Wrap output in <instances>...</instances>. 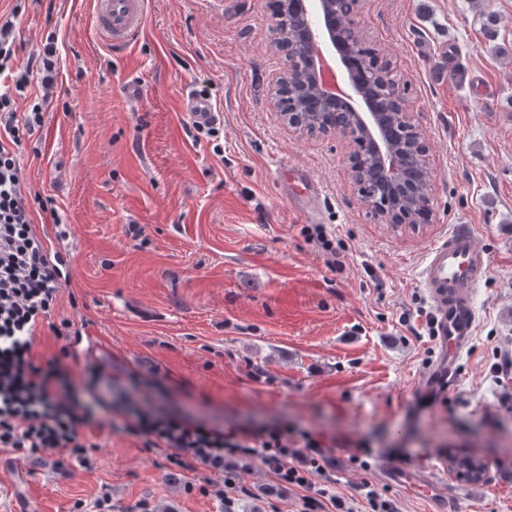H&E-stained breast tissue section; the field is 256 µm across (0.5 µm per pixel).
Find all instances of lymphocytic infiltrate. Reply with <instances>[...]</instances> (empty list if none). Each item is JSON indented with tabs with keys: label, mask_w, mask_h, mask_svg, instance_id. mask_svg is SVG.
Returning a JSON list of instances; mask_svg holds the SVG:
<instances>
[{
	"label": "lymphocytic infiltrate",
	"mask_w": 512,
	"mask_h": 512,
	"mask_svg": "<svg viewBox=\"0 0 512 512\" xmlns=\"http://www.w3.org/2000/svg\"><path fill=\"white\" fill-rule=\"evenodd\" d=\"M14 28L13 16L0 19V73L14 70ZM31 62L32 69L14 70L16 89L27 86L34 69L51 87L53 42ZM42 124L40 106L21 118L10 95H0V447L88 466L97 434L110 429L145 450L166 449L169 467L201 475L203 492L225 506L245 490L240 468L258 463L276 483L299 490L297 512H355L351 501L313 482L326 459L321 436L297 434L284 424L210 427L144 394L136 379L113 397L103 385V366L86 364L74 377L64 365L78 336L67 319L54 329L63 341L60 357H37V332L57 303L65 274L35 228L15 148Z\"/></svg>",
	"instance_id": "lymphocytic-infiltrate-1"
}]
</instances>
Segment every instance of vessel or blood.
<instances>
[{"label": "vessel or blood", "instance_id": "obj_1", "mask_svg": "<svg viewBox=\"0 0 512 512\" xmlns=\"http://www.w3.org/2000/svg\"><path fill=\"white\" fill-rule=\"evenodd\" d=\"M96 25L111 46L125 49L142 34L147 0H94ZM183 108L194 123L214 121L217 113L209 97L189 94ZM290 202H303L306 215H316L321 186L304 170L282 167ZM490 260L479 248L472 225L458 224L428 252L420 278L434 310L433 334L437 354L415 385L413 410L446 393L461 355L469 348L476 322L474 297L486 279Z\"/></svg>", "mask_w": 512, "mask_h": 512}]
</instances>
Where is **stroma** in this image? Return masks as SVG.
Listing matches in <instances>:
<instances>
[{
    "mask_svg": "<svg viewBox=\"0 0 512 512\" xmlns=\"http://www.w3.org/2000/svg\"><path fill=\"white\" fill-rule=\"evenodd\" d=\"M267 3L149 0L140 39L117 51L93 0H0L17 15L15 67L56 39L55 88L35 78L14 95L18 112H45L16 153L28 190L54 202L34 208L35 225L70 261L51 320L86 322L112 348L113 381L157 373L195 421L324 435L330 464L314 482L360 512L368 486L396 512H436L444 496L452 512H512V0H365L363 37L406 81L429 144L431 217L416 230L372 216L339 138L278 122ZM200 90L222 114L218 134L183 110ZM282 164L322 186L317 222L289 204ZM458 224L474 225L491 272L456 380L412 419L435 352L419 273ZM96 443L90 469L0 450V512H71L104 492L112 512H224L162 452L110 430ZM464 454L501 467L502 485L451 476L449 456ZM387 463L413 468V482L389 481ZM244 482L233 512H293L297 490L261 466ZM423 482L440 496L421 495Z\"/></svg>",
    "mask_w": 512,
    "mask_h": 512,
    "instance_id": "1",
    "label": "stroma"
}]
</instances>
